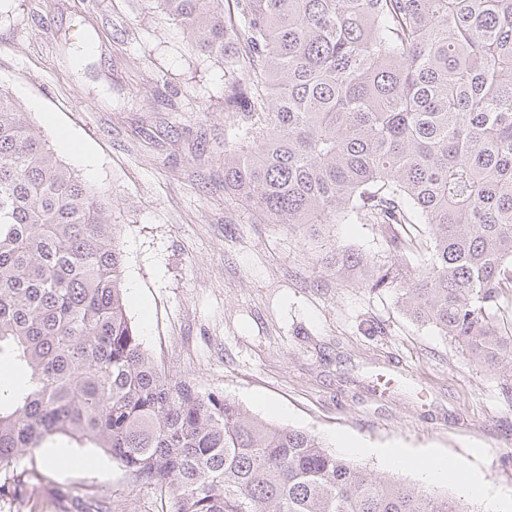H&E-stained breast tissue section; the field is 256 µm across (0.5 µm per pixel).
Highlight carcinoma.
Masks as SVG:
<instances>
[{
	"label": "carcinoma",
	"instance_id": "obj_1",
	"mask_svg": "<svg viewBox=\"0 0 512 512\" xmlns=\"http://www.w3.org/2000/svg\"><path fill=\"white\" fill-rule=\"evenodd\" d=\"M224 65V192L267 224L380 227L391 263H323L391 288L478 365L512 373V0H157ZM425 226L432 258L405 261ZM0 496L57 436L93 441L171 512H469L351 464L221 392L173 379L125 307L112 193L0 92Z\"/></svg>",
	"mask_w": 512,
	"mask_h": 512
}]
</instances>
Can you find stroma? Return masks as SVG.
Masks as SVG:
<instances>
[{"label": "stroma", "mask_w": 512, "mask_h": 512, "mask_svg": "<svg viewBox=\"0 0 512 512\" xmlns=\"http://www.w3.org/2000/svg\"><path fill=\"white\" fill-rule=\"evenodd\" d=\"M79 28L91 52L64 35ZM48 145L65 130L97 159L86 182L111 191L126 312L166 373L217 390L258 417L375 448L446 452L512 498V398L502 372L468 360L413 323L393 290L338 281L322 264L347 246L386 259L373 224H331L310 240L263 224L224 192V67L200 63L190 36L155 0H0V91ZM37 505L80 512H169L93 444L59 436L36 450Z\"/></svg>", "instance_id": "1"}]
</instances>
